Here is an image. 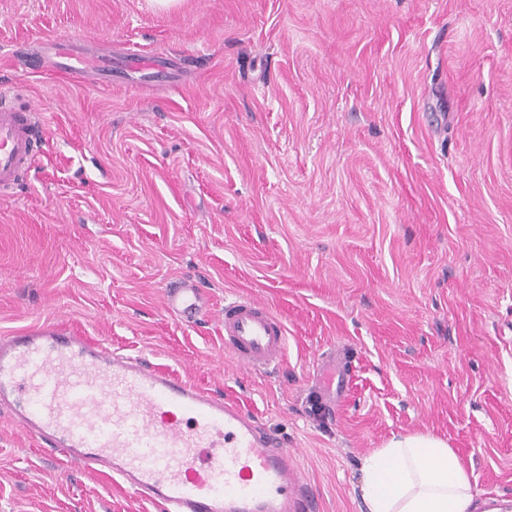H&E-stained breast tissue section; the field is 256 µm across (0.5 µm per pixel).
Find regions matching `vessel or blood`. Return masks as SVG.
<instances>
[{
	"label": "vessel or blood",
	"instance_id": "obj_1",
	"mask_svg": "<svg viewBox=\"0 0 512 512\" xmlns=\"http://www.w3.org/2000/svg\"><path fill=\"white\" fill-rule=\"evenodd\" d=\"M55 74L106 84L115 71L156 67L148 55L116 61L54 41ZM41 112L20 111L0 92V189L28 166L43 127ZM166 310L182 321L204 310L196 285L166 289ZM224 348L249 371L277 368L284 321L264 302H224ZM325 393L338 398L344 376L326 362ZM0 405L47 454L84 471H106L160 512H312L311 490L297 474L295 450L236 404L141 357L98 346L53 327L0 336Z\"/></svg>",
	"mask_w": 512,
	"mask_h": 512
}]
</instances>
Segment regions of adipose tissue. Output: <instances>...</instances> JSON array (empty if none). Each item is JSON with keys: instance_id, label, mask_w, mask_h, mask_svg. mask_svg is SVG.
<instances>
[{"instance_id": "ef3b65f1", "label": "adipose tissue", "mask_w": 512, "mask_h": 512, "mask_svg": "<svg viewBox=\"0 0 512 512\" xmlns=\"http://www.w3.org/2000/svg\"><path fill=\"white\" fill-rule=\"evenodd\" d=\"M363 512H477L470 475L447 441L392 438L362 460Z\"/></svg>"}]
</instances>
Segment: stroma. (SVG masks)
Returning a JSON list of instances; mask_svg holds the SVG:
<instances>
[{
    "label": "stroma",
    "mask_w": 512,
    "mask_h": 512,
    "mask_svg": "<svg viewBox=\"0 0 512 512\" xmlns=\"http://www.w3.org/2000/svg\"><path fill=\"white\" fill-rule=\"evenodd\" d=\"M54 38L176 68L32 72ZM0 90L45 118L0 190V336L60 323L238 404L316 512H362V458L418 432L512 501V0H0ZM186 281L212 317L166 311ZM235 295L286 323L275 372L225 352ZM0 512L155 510L1 407ZM327 368L324 372L325 378V394L336 401L341 394L344 383V376L340 368V364L336 359V355L326 360Z\"/></svg>",
    "instance_id": "obj_1"
}]
</instances>
